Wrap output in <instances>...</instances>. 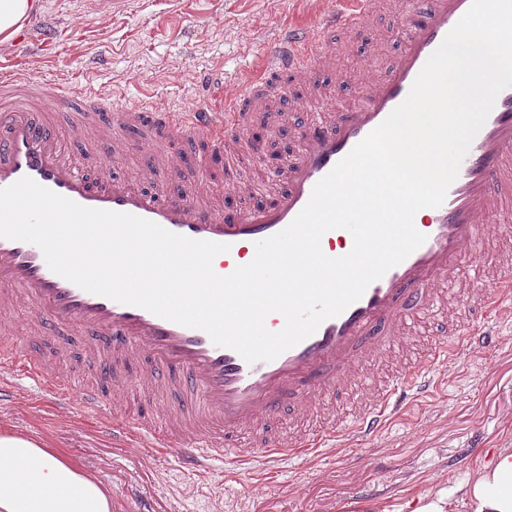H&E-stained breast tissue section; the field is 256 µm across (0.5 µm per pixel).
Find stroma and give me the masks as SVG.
Listing matches in <instances>:
<instances>
[{"instance_id":"stroma-1","label":"stroma","mask_w":512,"mask_h":512,"mask_svg":"<svg viewBox=\"0 0 512 512\" xmlns=\"http://www.w3.org/2000/svg\"><path fill=\"white\" fill-rule=\"evenodd\" d=\"M402 2L374 0L357 31L333 39L331 63L296 81L287 123L258 119L250 125V132H263L266 153L294 150L297 117L315 104L311 90L334 91L342 109L381 78L403 48ZM313 20L291 0H39L25 27L0 45V74L60 71L77 96L94 86L129 104L149 99L188 111L223 104L239 79L258 67L270 31ZM100 54L107 65L86 66ZM124 141V150L109 159L117 177L142 169L149 135L132 129ZM172 151L194 154L208 192H224L236 175L256 180L255 171L238 174L229 162H215L204 146L185 141ZM498 332L490 346L462 350L443 368L432 394L394 419L383 437L326 460L299 457L264 466L252 488L221 464L206 475H188L174 450L150 456L113 447L95 417L72 401L45 403L20 377L13 397L0 402V429L35 435L57 449L111 491L114 512H413L419 497L456 493L483 463L512 450V326L500 325ZM40 348L65 350L68 370L100 381L80 337L56 332Z\"/></svg>"}]
</instances>
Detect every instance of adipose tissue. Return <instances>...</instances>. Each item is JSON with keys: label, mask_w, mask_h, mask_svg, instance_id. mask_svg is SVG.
Here are the masks:
<instances>
[{"label": "adipose tissue", "mask_w": 512, "mask_h": 512, "mask_svg": "<svg viewBox=\"0 0 512 512\" xmlns=\"http://www.w3.org/2000/svg\"><path fill=\"white\" fill-rule=\"evenodd\" d=\"M0 512H112V495L37 436L0 430ZM414 512H512V451L483 464L461 497L423 498Z\"/></svg>", "instance_id": "ef3b65f1"}]
</instances>
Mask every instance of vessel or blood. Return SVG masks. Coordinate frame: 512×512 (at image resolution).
Wrapping results in <instances>:
<instances>
[{"instance_id": "1", "label": "vessel or blood", "mask_w": 512, "mask_h": 512, "mask_svg": "<svg viewBox=\"0 0 512 512\" xmlns=\"http://www.w3.org/2000/svg\"><path fill=\"white\" fill-rule=\"evenodd\" d=\"M371 5L372 0H332L319 10L314 25L273 31L271 50L223 108L116 105L112 122L122 129L152 130L154 157L173 166L182 162L166 152L175 138L202 139L214 155L233 150L260 166L263 147L245 138L252 109L284 92L282 78H304L322 66L333 37L360 27ZM470 5L471 0H408L402 17L405 45L390 70L350 108L302 124L295 151L265 171V181L274 188L260 205L227 208L211 202L201 186L190 192L178 186L149 192L140 182L113 177L104 161L94 174L81 173L47 118L51 108L74 100L70 86L55 83L54 98L48 101L41 81L22 70L0 78V188L27 176L81 206L129 213L179 235L227 244L228 252L219 254L217 262L219 274L228 275L244 246L285 229L316 183L406 99L430 55ZM79 102L88 118L72 130L77 140L93 127V115L106 108L93 92ZM510 183L512 87L498 94L444 203L428 209L418 223L425 242L301 343L274 360L252 364L233 349L213 344L202 330L81 289L54 273L38 246L0 238V309L27 300L40 327L84 333V355L104 367L146 355L150 365L137 386L166 402V414L129 423L104 413L99 383L60 379L54 359L35 352L38 339L25 330L0 340V370L22 373L48 398L77 393L81 408L95 414L117 446L178 450L185 469L197 475L216 461L231 460L237 472L246 474L259 462L332 455L361 445L384 433L409 402L430 393L438 363L455 357L460 348L494 343L497 323H512V253L488 229L494 221L512 222V213L500 208L495 194L497 185ZM466 260L475 268L470 279L461 278L458 268ZM424 312L448 318L454 333L452 340L432 341L417 353L406 328ZM361 385L364 402L337 410L331 393ZM288 405L305 419L321 413L322 424L286 437L268 433V425ZM242 431L262 435L260 446L239 447L235 436Z\"/></svg>"}]
</instances>
